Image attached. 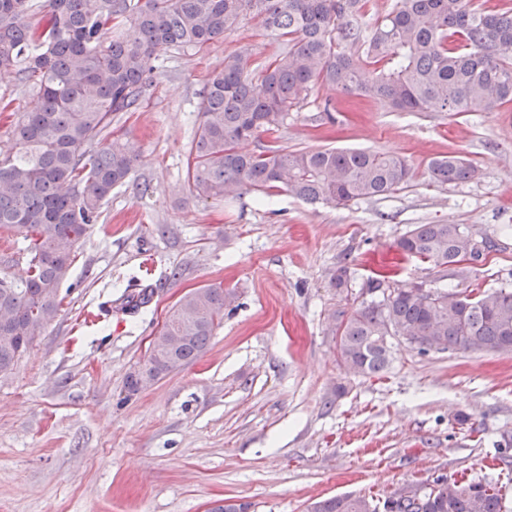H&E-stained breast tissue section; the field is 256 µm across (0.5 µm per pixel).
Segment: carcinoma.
<instances>
[{"label":"carcinoma","mask_w":512,"mask_h":512,"mask_svg":"<svg viewBox=\"0 0 512 512\" xmlns=\"http://www.w3.org/2000/svg\"><path fill=\"white\" fill-rule=\"evenodd\" d=\"M366 0H48L32 18L30 0H0V69L21 67L35 80L30 107L14 129V151L0 156V232L28 241L27 278L0 279V371L12 369L59 310V290L74 244L94 223L112 189L137 161L119 141L102 144L112 113L139 105L158 54L171 47L202 50L246 18L285 39L252 76L240 54L224 57L201 93L202 120L187 175L200 198L242 187L288 194L331 207L388 196L411 178L397 154L372 150L288 151L241 143L273 134L288 111L317 84L386 103L403 112H488L512 103V8L490 12L475 0H395L374 26L363 22ZM431 180L467 182L478 168L454 155L433 160ZM410 256L445 269L493 248L460 224H414L396 243ZM369 298L342 312L333 333L346 369L370 377L391 362L392 337L420 353L512 352V288L391 284L380 272L365 284ZM153 289L126 294L121 309L146 306ZM224 315V288L209 287L207 307L172 313L167 328L182 337L150 356L127 378L140 390L146 371L158 378L199 357ZM422 505L397 490L374 504L343 495L308 512H505L491 482L438 477L417 486Z\"/></svg>","instance_id":"1"}]
</instances>
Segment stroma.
<instances>
[{"instance_id": "35a3bbf8", "label": "stroma", "mask_w": 512, "mask_h": 512, "mask_svg": "<svg viewBox=\"0 0 512 512\" xmlns=\"http://www.w3.org/2000/svg\"><path fill=\"white\" fill-rule=\"evenodd\" d=\"M281 45L247 19L204 50H165L137 111L113 114L106 140L129 144L138 161L76 246L55 320L0 377V512H208L224 498L250 512H306L439 476L492 481L512 512V447L500 445L512 435V352L421 355L398 344L385 372L364 377L338 363L332 333L373 270L397 263L395 242L415 224H463L494 248L445 272L397 263L399 281L512 282V105L357 108L320 84L264 142L396 153L414 172L406 185L337 208L249 188L196 198L186 169L209 75L227 54L254 68ZM0 97L12 102L0 113L7 151L31 99L18 69L0 72ZM448 154L478 177L433 184L427 165ZM342 265L350 285L336 289ZM135 283L154 294L130 314L121 299ZM210 285L230 297L207 350L128 395L165 314Z\"/></svg>"}]
</instances>
